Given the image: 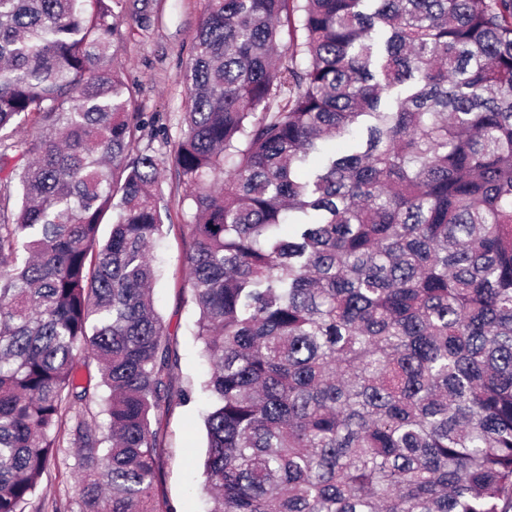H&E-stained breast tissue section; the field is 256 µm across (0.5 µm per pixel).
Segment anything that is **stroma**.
<instances>
[{"label":"stroma","mask_w":512,"mask_h":512,"mask_svg":"<svg viewBox=\"0 0 512 512\" xmlns=\"http://www.w3.org/2000/svg\"><path fill=\"white\" fill-rule=\"evenodd\" d=\"M205 3L206 0H160L161 18L155 27L132 36L115 55L116 63L136 88L142 112L157 118L151 148L165 156L173 151L184 130L187 90L183 75ZM159 187L163 194L161 206L167 215L163 234L150 252L158 270L153 300L179 359L173 387L197 391L210 367L195 335L198 312L183 288L186 270L181 225L185 214L179 206L183 189L171 165L162 168ZM208 410L207 400L197 392L193 402L172 404L162 417L164 454L157 494L175 512H205L207 508L198 461L205 452L203 418ZM73 463L74 451L66 449L44 474L40 486L42 512H77Z\"/></svg>","instance_id":"obj_1"}]
</instances>
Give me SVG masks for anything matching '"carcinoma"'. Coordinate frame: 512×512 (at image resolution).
<instances>
[{"mask_svg": "<svg viewBox=\"0 0 512 512\" xmlns=\"http://www.w3.org/2000/svg\"><path fill=\"white\" fill-rule=\"evenodd\" d=\"M157 21L0 0V512L64 444L81 512H171L164 160L104 64ZM185 80L209 512H512V0H206Z\"/></svg>", "mask_w": 512, "mask_h": 512, "instance_id": "1", "label": "carcinoma"}]
</instances>
